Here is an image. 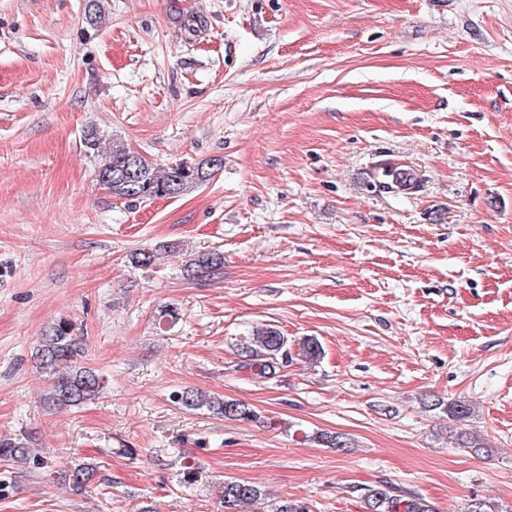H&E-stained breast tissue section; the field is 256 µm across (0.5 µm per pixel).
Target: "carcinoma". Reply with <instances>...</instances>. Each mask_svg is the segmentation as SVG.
Masks as SVG:
<instances>
[{
    "label": "carcinoma",
    "mask_w": 512,
    "mask_h": 512,
    "mask_svg": "<svg viewBox=\"0 0 512 512\" xmlns=\"http://www.w3.org/2000/svg\"><path fill=\"white\" fill-rule=\"evenodd\" d=\"M220 159L214 158L205 163L181 162L172 166H160L145 156L136 153L121 143L109 147L105 157L99 162L96 171L97 182L112 196L129 202H144L163 197H176L183 192L209 181ZM378 186L393 191L398 187L409 189L418 186L419 175L411 169L396 170L395 177L378 174ZM170 245L157 244L147 250L130 255L132 264L148 267L155 263L161 251H168ZM224 268V254L219 250H208L193 255L186 261L185 271L192 277H210L221 274ZM244 366L261 375L271 376L279 368V358L288 354V338L274 327L257 329L249 336L237 339ZM303 357L310 361L320 360L324 351L316 339L310 337L302 341ZM85 337L75 332L74 325L60 320L50 325L40 336L34 348L36 367L48 382L44 399L59 408L81 407L101 398L105 379L99 370L85 365ZM172 402L188 410L206 408L215 415L230 420L254 418L249 407L237 400L209 398L189 389L172 394ZM442 409L448 418L460 422L469 417L470 405L461 400L433 403ZM458 445L469 448L479 455H489L492 449L481 440L460 433ZM35 458L33 449L20 439H0V459L18 464H27ZM64 484L74 494H83L87 489L101 485L99 466L92 463L77 464L63 473ZM224 512H310L308 506L297 500H283L268 504L263 491L253 483L239 480L224 481L222 492ZM366 512H435L429 503L417 496L396 494L387 486L369 490L364 499Z\"/></svg>",
    "instance_id": "cac0c4a2"
}]
</instances>
